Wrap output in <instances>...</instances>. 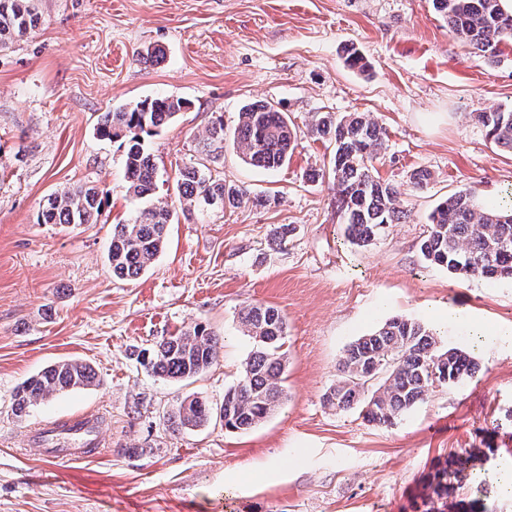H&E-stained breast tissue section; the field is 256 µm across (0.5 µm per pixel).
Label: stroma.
Wrapping results in <instances>:
<instances>
[{
    "instance_id": "stroma-1",
    "label": "stroma",
    "mask_w": 512,
    "mask_h": 512,
    "mask_svg": "<svg viewBox=\"0 0 512 512\" xmlns=\"http://www.w3.org/2000/svg\"><path fill=\"white\" fill-rule=\"evenodd\" d=\"M42 24L0 52V512H424L439 463L487 457L454 499L512 512V280H465L426 264L419 244L444 197L474 190L485 206L512 188V154L475 113L512 108V41L490 62L453 37L431 0H36ZM148 47L163 58L145 62ZM367 72L344 63L348 48ZM160 96L188 109L147 146L152 201L181 210L176 184L198 143L264 100L302 131L283 167L247 166L225 146L217 169L247 192L236 208L195 206L170 227L152 266L113 279V225L133 218L124 151L95 133L101 113ZM366 112L386 130L375 164L408 210L373 244L343 236L328 178L332 143L307 134L313 113ZM418 169L427 187L411 189ZM94 186L96 224H40L48 197ZM277 224L294 229L273 243ZM248 304L288 323V399L248 431L220 419L177 433L163 416L192 394L220 408L252 343ZM418 321L471 353L477 378L439 387L394 426L325 408L345 347L391 317ZM202 324L223 347L194 381L143 364L163 337ZM77 359L96 386L38 401L13 395L50 364ZM89 412L102 442L69 462L32 437L45 422Z\"/></svg>"
}]
</instances>
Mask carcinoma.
Segmentation results:
<instances>
[{"instance_id": "cac0c4a2", "label": "carcinoma", "mask_w": 512, "mask_h": 512, "mask_svg": "<svg viewBox=\"0 0 512 512\" xmlns=\"http://www.w3.org/2000/svg\"><path fill=\"white\" fill-rule=\"evenodd\" d=\"M448 31L468 42L474 53L493 58L499 44L512 40V14L501 0H431ZM35 0H0V51L16 38L40 26ZM187 102L171 97L146 98L132 108L119 107L101 114L96 133L124 149L126 192L137 203L132 221L112 226L108 266L119 280L138 278L163 251L172 212L149 202L155 189L157 167L145 138L176 119ZM476 121L491 142L512 152V110L478 112ZM308 131L334 143L331 173L336 182V208L345 224V236L358 246L374 240L386 224L406 218L401 192L374 175V162L384 149V131L364 113H315ZM299 133L281 108L270 102H250L239 112L232 134L242 161L254 168L275 170L292 156ZM201 152L216 164L224 155V120L206 131ZM183 211L196 201L215 200L236 207L245 191L228 185L201 167L180 171ZM101 212L99 191L75 187L56 192L37 216L39 224H95ZM430 231L420 245L423 259L462 278L494 281L512 278V194L500 207L482 206L471 190L458 191L439 203L429 215ZM239 324L253 342L237 384L224 392L220 418L224 428L247 430L263 421L287 399L283 385L286 353L282 352L288 325L272 307L247 305ZM218 337L201 325L162 339L147 363L152 373L177 381L203 374L219 356ZM336 382L324 396L326 406L347 410L362 405L366 421L394 425L408 410L439 385L472 379L476 361L467 353L441 345L437 334L423 324L393 317L372 333L354 340L338 363ZM99 384L93 368L79 360L50 365L27 379L14 394L13 408L20 417L39 400L87 389ZM211 417L208 404L194 395L176 399L166 412L172 431L191 430ZM478 452L471 450L446 461L430 475L429 485L439 499L453 490L448 477L473 474Z\"/></svg>"}]
</instances>
